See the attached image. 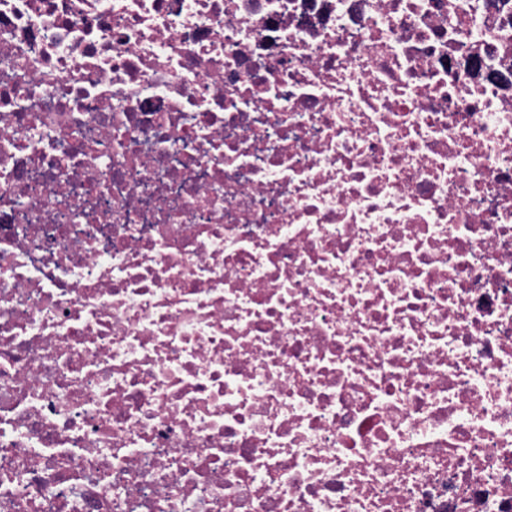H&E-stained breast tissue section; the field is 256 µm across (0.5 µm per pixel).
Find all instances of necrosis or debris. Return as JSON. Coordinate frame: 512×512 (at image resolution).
<instances>
[{
  "label": "necrosis or debris",
  "instance_id": "obj_1",
  "mask_svg": "<svg viewBox=\"0 0 512 512\" xmlns=\"http://www.w3.org/2000/svg\"><path fill=\"white\" fill-rule=\"evenodd\" d=\"M0 512H512V0H0Z\"/></svg>",
  "mask_w": 512,
  "mask_h": 512
}]
</instances>
